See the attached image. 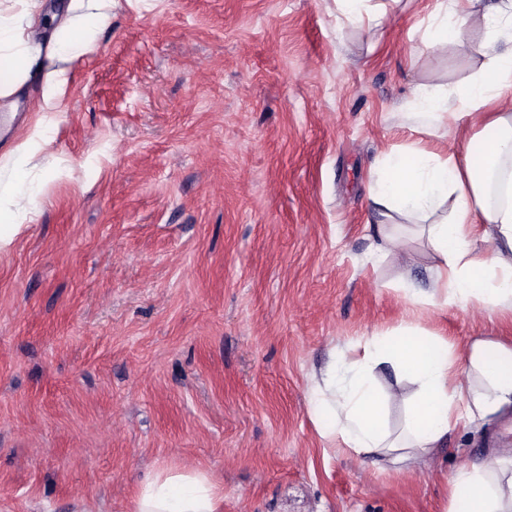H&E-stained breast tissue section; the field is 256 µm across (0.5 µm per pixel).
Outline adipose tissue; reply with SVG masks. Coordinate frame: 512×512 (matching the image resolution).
<instances>
[{
	"label": "adipose tissue",
	"mask_w": 512,
	"mask_h": 512,
	"mask_svg": "<svg viewBox=\"0 0 512 512\" xmlns=\"http://www.w3.org/2000/svg\"><path fill=\"white\" fill-rule=\"evenodd\" d=\"M76 13L49 36L52 52L71 62L90 49L112 23V0H73ZM449 41L466 26L483 31L480 66L451 94L419 97L428 125L473 120L472 132H455L446 151L409 147L385 154L370 172V199L392 231L388 248L422 240L433 261V288L421 297L433 307H480L512 315V0H438L428 17ZM32 24H0V92L12 93L35 77L41 49ZM457 111H449V102ZM15 180L0 204V244L30 213L37 194L25 173L30 145L17 149ZM492 242L491 252L481 243ZM389 366L394 383L378 388L375 372ZM415 390L403 396L402 383ZM336 402L313 394L310 407L321 434L339 439L347 454L377 452L398 459L432 455L461 420L485 418L512 407V336L475 339L464 356L448 340L411 321L374 334L352 361L334 363L324 379ZM405 401L400 434L389 430L390 402ZM224 499L209 476L184 463L157 474L138 495L134 512H223ZM448 512H512V475L483 463L459 466L450 481Z\"/></svg>",
	"instance_id": "ef3b65f1"
}]
</instances>
